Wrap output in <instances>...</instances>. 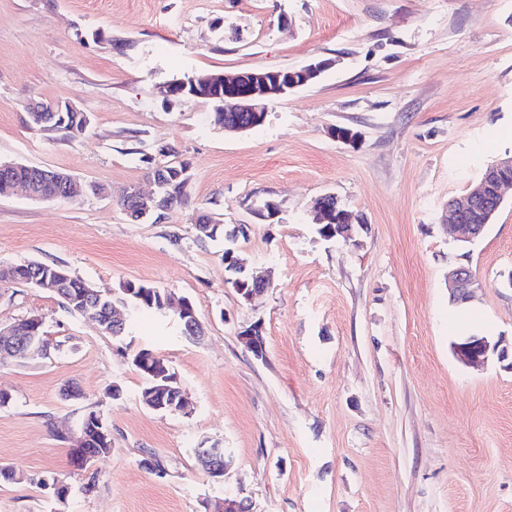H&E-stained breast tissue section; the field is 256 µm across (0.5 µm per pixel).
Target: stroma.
<instances>
[{
  "instance_id": "obj_1",
  "label": "stroma",
  "mask_w": 512,
  "mask_h": 512,
  "mask_svg": "<svg viewBox=\"0 0 512 512\" xmlns=\"http://www.w3.org/2000/svg\"><path fill=\"white\" fill-rule=\"evenodd\" d=\"M322 59L243 133L208 101L157 93ZM34 99L75 105L86 132L31 130ZM507 155L512 0H0V161L112 190L0 198V266L56 263L110 295L150 284L205 327L193 341L148 314L118 339L53 294L0 287V323L39 315L50 342L49 357L0 362V468L19 476L0 479V512H217L228 497L253 512H512V352L478 369L453 352L471 335L512 345V198L469 247L445 226L449 200ZM163 164L186 166L187 200L129 221L118 194L150 189ZM326 194L363 218L356 243L319 236L309 211ZM269 202L276 218L260 219ZM201 214L247 225L233 248L268 281L262 297L230 287ZM458 265L479 288L456 304ZM257 321L262 359L238 337ZM139 349L168 360L191 413L143 403ZM91 411L112 448L81 467L69 438ZM198 448L223 449V481ZM150 454L163 474L143 467Z\"/></svg>"
}]
</instances>
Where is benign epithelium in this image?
I'll return each mask as SVG.
<instances>
[{"label":"benign epithelium","instance_id":"benign-epithelium-1","mask_svg":"<svg viewBox=\"0 0 512 512\" xmlns=\"http://www.w3.org/2000/svg\"><path fill=\"white\" fill-rule=\"evenodd\" d=\"M331 65L328 60L311 62L303 67L292 70H269L255 66L249 70L239 71L224 76H197L190 80H175L159 87V92L166 98L182 100L205 99L214 104L215 110L224 113V128L229 131L242 132L261 124L267 115L268 103L289 92L306 86L316 80L320 74ZM27 111L35 119L36 125L42 121L37 118L39 112H76L81 110L69 103L33 101ZM25 164L18 162L0 163V197H9L18 192L32 201H44L47 196L43 187L62 185L66 193H78L77 184L73 177L50 168H36L32 174L33 180L27 188L17 183V178L10 174L12 170H20ZM154 191L144 194L133 187L126 191L137 202L143 215H152L156 220L164 218L166 209L153 204L164 187V178L156 175L152 179ZM512 187V156L507 155L488 166L482 179L466 194L448 202V222L456 241L460 243L473 242L483 235L485 226L489 223L492 213L496 212L503 203V189ZM313 223L323 226V238L326 240L342 239L346 242L354 240L356 227L364 221L356 214L339 206L333 195H324L313 205ZM268 283L253 279L248 289H238L243 300L251 303L261 297L267 290ZM478 283L470 268L457 266L449 274L450 294L455 297L469 298ZM262 335V325L255 323L239 332V339L244 346L257 357H264L265 345L261 344L258 336ZM33 341H26L17 336L14 325H0V357L13 354L18 349H25L24 356L32 357L28 351ZM499 345L491 344L482 337H471L454 346L456 357L469 366H480L497 352ZM146 363L152 364L150 371L154 386L145 392V402L152 409L159 411L168 408L174 412H187L190 401L187 393L181 387L170 385L169 368L157 355L146 357ZM95 446V452H82L80 466H86L102 454V449L112 443V430L99 414L88 416L82 423L80 432L73 437V447L85 448L88 444Z\"/></svg>","mask_w":512,"mask_h":512}]
</instances>
